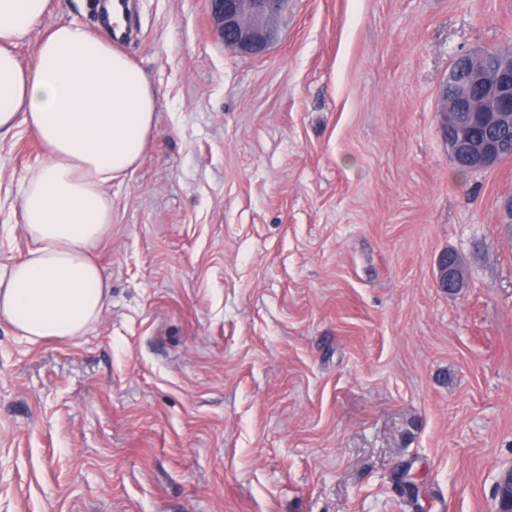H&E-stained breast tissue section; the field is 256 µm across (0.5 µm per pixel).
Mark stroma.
I'll list each match as a JSON object with an SVG mask.
<instances>
[{"instance_id":"obj_1","label":"stroma","mask_w":512,"mask_h":512,"mask_svg":"<svg viewBox=\"0 0 512 512\" xmlns=\"http://www.w3.org/2000/svg\"><path fill=\"white\" fill-rule=\"evenodd\" d=\"M96 0L44 27L100 34ZM156 131L113 181L99 322L0 318V512H496L512 469V156L459 172L454 59L512 0H290L264 56L134 0ZM42 153L0 141V266ZM466 285H436L442 252Z\"/></svg>"}]
</instances>
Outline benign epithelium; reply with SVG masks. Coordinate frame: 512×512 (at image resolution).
I'll return each mask as SVG.
<instances>
[{"label":"benign epithelium","instance_id":"1","mask_svg":"<svg viewBox=\"0 0 512 512\" xmlns=\"http://www.w3.org/2000/svg\"><path fill=\"white\" fill-rule=\"evenodd\" d=\"M288 0H208L212 29L224 45L259 57L279 38ZM462 71H448L439 96L448 103V150L452 162L483 170L512 155V60L489 51L457 58ZM439 287H463L458 267L439 259Z\"/></svg>","mask_w":512,"mask_h":512}]
</instances>
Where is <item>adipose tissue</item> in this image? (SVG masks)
Returning a JSON list of instances; mask_svg holds the SVG:
<instances>
[{"label": "adipose tissue", "instance_id": "adipose-tissue-1", "mask_svg": "<svg viewBox=\"0 0 512 512\" xmlns=\"http://www.w3.org/2000/svg\"><path fill=\"white\" fill-rule=\"evenodd\" d=\"M51 0H0V140L26 127L43 155L18 189L24 258L0 272V316L30 342L71 339L100 319L108 285L90 249L110 230L113 180L133 171L154 131L143 70L110 38L62 24L28 42Z\"/></svg>", "mask_w": 512, "mask_h": 512}]
</instances>
